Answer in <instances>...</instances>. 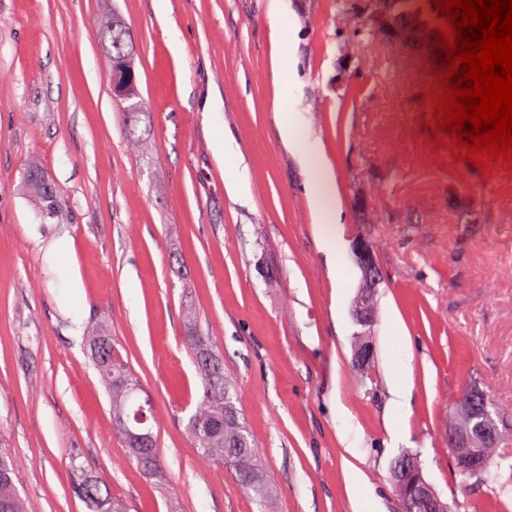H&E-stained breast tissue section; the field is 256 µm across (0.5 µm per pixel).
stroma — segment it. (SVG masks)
<instances>
[{
  "instance_id": "35a3bbf8",
  "label": "stroma",
  "mask_w": 512,
  "mask_h": 512,
  "mask_svg": "<svg viewBox=\"0 0 512 512\" xmlns=\"http://www.w3.org/2000/svg\"><path fill=\"white\" fill-rule=\"evenodd\" d=\"M116 13L143 108L134 145L112 94ZM356 26L332 0H169L163 14L153 0H0V448L27 512H89L74 462L127 512H400L387 475L405 451L471 512L448 428L469 382L512 439V170L434 148L428 59L358 47ZM295 113L306 157L279 135ZM226 134L241 158L217 153ZM33 162L66 202L58 218L21 188ZM322 163L342 242L376 243L368 378L351 366L362 273L350 251L330 259L306 189ZM101 327L152 401L159 475L131 464L112 428L85 342ZM192 330L263 450V496L203 461L186 430L202 393Z\"/></svg>"
}]
</instances>
